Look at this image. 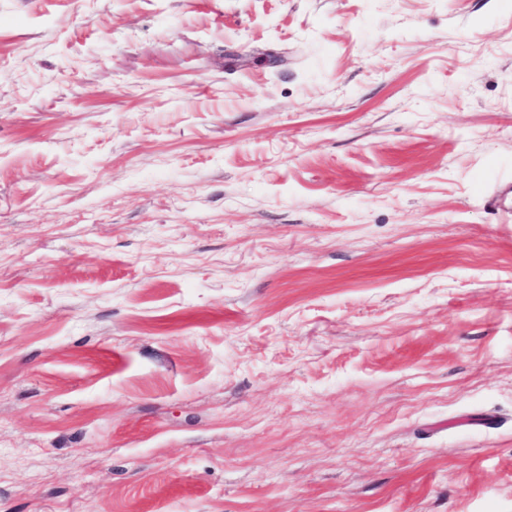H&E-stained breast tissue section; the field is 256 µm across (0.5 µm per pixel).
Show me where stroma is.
I'll list each match as a JSON object with an SVG mask.
<instances>
[{
	"instance_id": "stroma-1",
	"label": "stroma",
	"mask_w": 512,
	"mask_h": 512,
	"mask_svg": "<svg viewBox=\"0 0 512 512\" xmlns=\"http://www.w3.org/2000/svg\"><path fill=\"white\" fill-rule=\"evenodd\" d=\"M509 185L512 0H0V512H512Z\"/></svg>"
}]
</instances>
